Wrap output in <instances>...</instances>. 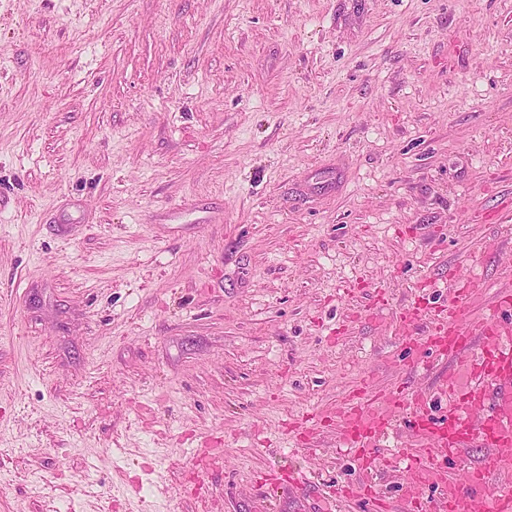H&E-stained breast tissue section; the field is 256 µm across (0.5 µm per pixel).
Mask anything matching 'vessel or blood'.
<instances>
[{"label":"vessel or blood","instance_id":"b4317fda","mask_svg":"<svg viewBox=\"0 0 512 512\" xmlns=\"http://www.w3.org/2000/svg\"><path fill=\"white\" fill-rule=\"evenodd\" d=\"M392 329L411 365H422L429 354L448 357L452 367L430 392L368 383L345 400L336 415L339 441L360 465L346 495L371 497L379 443L396 410L406 406L414 420L410 442L397 453L404 463L398 512H512V289L492 291L470 275L459 280L447 308L400 313ZM436 394L448 402L437 418L427 411ZM476 442L490 449L488 464L463 472L446 466L449 456ZM429 486L438 494L431 511L423 498Z\"/></svg>","mask_w":512,"mask_h":512}]
</instances>
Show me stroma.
I'll return each mask as SVG.
<instances>
[{
	"label": "stroma",
	"instance_id": "obj_1",
	"mask_svg": "<svg viewBox=\"0 0 512 512\" xmlns=\"http://www.w3.org/2000/svg\"><path fill=\"white\" fill-rule=\"evenodd\" d=\"M511 266L512 0H0V512H321Z\"/></svg>",
	"mask_w": 512,
	"mask_h": 512
}]
</instances>
